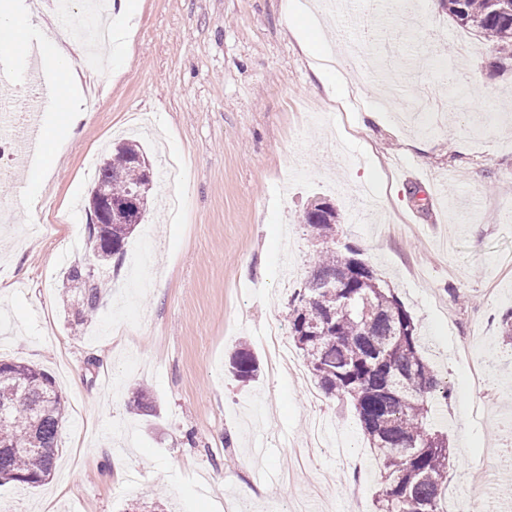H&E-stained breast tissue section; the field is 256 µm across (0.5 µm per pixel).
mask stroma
Returning <instances> with one entry per match:
<instances>
[{
  "label": "stroma",
  "instance_id": "obj_1",
  "mask_svg": "<svg viewBox=\"0 0 512 512\" xmlns=\"http://www.w3.org/2000/svg\"><path fill=\"white\" fill-rule=\"evenodd\" d=\"M289 0H135L115 62L72 86L96 100L41 181L34 209L11 199L24 168L0 144V358L46 371L68 406L46 484L0 483L11 512H224L225 458L264 497L234 496L235 512H375L374 453L349 401L322 396L309 371L271 368L264 331L284 321L317 242L303 215L325 198L340 214L336 244L361 251L412 314L422 355L450 398L431 425L448 435L444 506L481 500L464 483L498 474L512 453V73L483 38L437 0H393L375 24L368 0L353 22L317 33L288 22ZM396 41L394 67L319 88L308 43L337 48L363 26ZM468 79L451 85L460 44ZM30 58L0 72V117L31 104ZM376 113L367 123V113ZM150 160L180 166L155 178L153 209L130 246L150 260L103 266L104 303L71 325L67 267L88 261L89 158L103 160L135 122ZM370 131H363V124ZM247 346L260 375L228 372ZM479 358L485 383H471ZM146 387L156 407H137ZM121 469H114L115 458Z\"/></svg>",
  "mask_w": 512,
  "mask_h": 512
}]
</instances>
